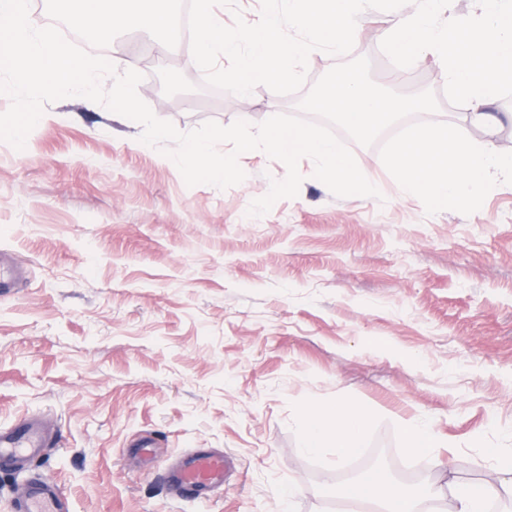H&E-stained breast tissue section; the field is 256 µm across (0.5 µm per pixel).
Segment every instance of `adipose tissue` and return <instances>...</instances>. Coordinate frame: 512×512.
<instances>
[{
  "label": "adipose tissue",
  "mask_w": 512,
  "mask_h": 512,
  "mask_svg": "<svg viewBox=\"0 0 512 512\" xmlns=\"http://www.w3.org/2000/svg\"><path fill=\"white\" fill-rule=\"evenodd\" d=\"M388 165L404 196H423L459 206L480 196L489 185L491 172L512 173V157L497 155L490 143L465 140L450 124L414 129L393 148ZM306 420L301 435L306 451L326 448L339 458L359 452L365 428L361 408L341 401L317 404L307 409ZM509 489L512 490L511 466L497 470L477 488L457 487V512H484L487 500ZM370 494L387 503L388 512H439V493L435 490L420 495L383 481Z\"/></svg>",
  "instance_id": "obj_1"
}]
</instances>
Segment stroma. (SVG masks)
Here are the masks:
<instances>
[{"label":"stroma","instance_id":"stroma-1","mask_svg":"<svg viewBox=\"0 0 512 512\" xmlns=\"http://www.w3.org/2000/svg\"><path fill=\"white\" fill-rule=\"evenodd\" d=\"M391 18L362 12L353 56L375 78L428 85L439 109L350 143L376 198L334 196L304 158L298 196L248 216L282 162L257 150L240 184L190 187L139 148L141 125L82 97L46 104L26 154L0 141V251L23 270L0 295V428L35 418L56 436L0 472V512L32 477L71 512H337L333 489L367 461L392 483L441 486L454 512L455 486L512 463V178L438 206L403 197L387 166L409 129L444 124L512 155V100L489 99L495 123H471L437 58L402 69L381 50ZM98 54L131 62L139 96L183 132L256 125L302 98L209 87L186 40L162 54L119 36ZM336 400L366 412L360 451L341 460L301 446L305 410ZM415 420L433 424L447 474L405 451ZM144 437L149 461L133 450ZM198 448L233 466L223 488L176 499L165 471Z\"/></svg>","mask_w":512,"mask_h":512}]
</instances>
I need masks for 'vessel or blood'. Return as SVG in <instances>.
<instances>
[{"label": "vessel or blood", "instance_id": "obj_1", "mask_svg": "<svg viewBox=\"0 0 512 512\" xmlns=\"http://www.w3.org/2000/svg\"><path fill=\"white\" fill-rule=\"evenodd\" d=\"M52 440V431L29 418L18 420L0 430V468H16L27 458L37 455ZM227 470L222 453L194 451L167 473L171 493L183 500H193L204 490L221 487ZM68 502L56 486L44 479H30L15 504L16 512H67Z\"/></svg>", "mask_w": 512, "mask_h": 512}]
</instances>
